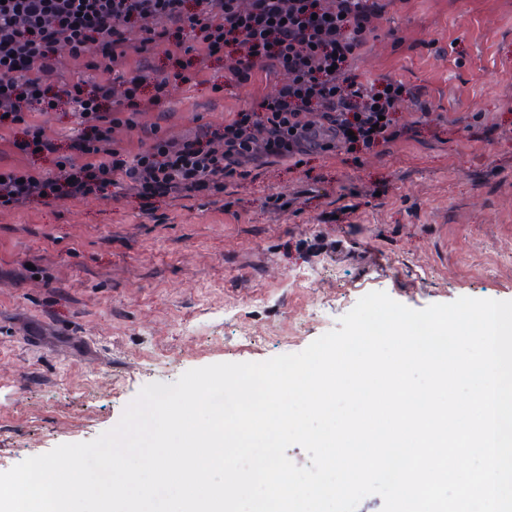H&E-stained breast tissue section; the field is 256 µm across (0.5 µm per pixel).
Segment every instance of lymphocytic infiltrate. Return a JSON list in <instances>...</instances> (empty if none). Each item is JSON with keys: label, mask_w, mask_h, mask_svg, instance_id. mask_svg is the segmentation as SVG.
Instances as JSON below:
<instances>
[{"label": "lymphocytic infiltrate", "mask_w": 512, "mask_h": 512, "mask_svg": "<svg viewBox=\"0 0 512 512\" xmlns=\"http://www.w3.org/2000/svg\"><path fill=\"white\" fill-rule=\"evenodd\" d=\"M392 0H0V132L15 147L53 159L57 175L0 166V212L40 199L155 203L196 198L230 210L228 184L247 180L272 159L304 161L343 148L367 155L391 142L404 109L436 118L421 89L385 78L362 83L355 61L370 42L372 20ZM183 50L164 69L150 62L164 45ZM143 58L117 71L119 50ZM248 82L275 76L257 108L221 123L169 136L142 150H113L116 130L133 127L143 99L159 104L191 83L201 62ZM69 105L77 125L68 156L58 154L39 116Z\"/></svg>", "instance_id": "obj_1"}]
</instances>
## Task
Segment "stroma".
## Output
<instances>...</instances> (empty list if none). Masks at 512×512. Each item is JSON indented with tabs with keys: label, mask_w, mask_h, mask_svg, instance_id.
Instances as JSON below:
<instances>
[{
	"label": "stroma",
	"mask_w": 512,
	"mask_h": 512,
	"mask_svg": "<svg viewBox=\"0 0 512 512\" xmlns=\"http://www.w3.org/2000/svg\"><path fill=\"white\" fill-rule=\"evenodd\" d=\"M374 28L361 81L421 88L443 122L407 111L378 153L270 161L228 185L229 212L182 199L158 223L121 198L0 214V472L95 439L147 384L300 352L369 292L512 300V0H394ZM274 84L209 66L113 145L223 122ZM274 194L288 207H266Z\"/></svg>",
	"instance_id": "1"
}]
</instances>
